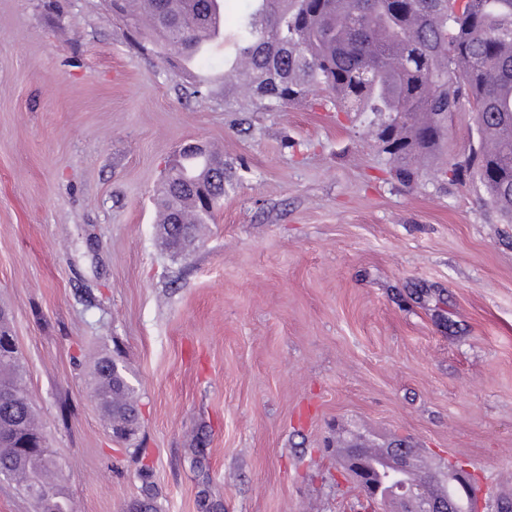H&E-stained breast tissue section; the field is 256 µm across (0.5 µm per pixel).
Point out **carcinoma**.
<instances>
[{"mask_svg":"<svg viewBox=\"0 0 512 512\" xmlns=\"http://www.w3.org/2000/svg\"><path fill=\"white\" fill-rule=\"evenodd\" d=\"M121 0L113 10L127 27L131 44L150 41L172 50L190 66L205 60L196 50L199 30L222 0H152L151 25ZM249 62L247 99L238 97L233 60ZM224 107L276 112L317 98L343 112L388 115L377 133L397 162L437 145L448 117L467 107L473 112L477 146L438 175L455 183L473 173L493 204L512 223V0H252L240 18L232 51L224 56ZM222 154L208 150V164L197 176L164 174L158 189L163 223L173 215H195L191 237L224 199ZM205 180L210 204H198L197 182ZM97 405L112 415V430L139 428V397L124 368L110 356L96 359L90 376ZM23 376L19 351L0 360V472L68 500L61 470L37 449L19 444L45 438ZM144 464L142 495L126 512H158L157 493Z\"/></svg>","mask_w":512,"mask_h":512,"instance_id":"cac0c4a2","label":"carcinoma"}]
</instances>
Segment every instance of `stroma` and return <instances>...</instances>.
Masks as SVG:
<instances>
[{
    "label": "stroma",
    "mask_w": 512,
    "mask_h": 512,
    "mask_svg": "<svg viewBox=\"0 0 512 512\" xmlns=\"http://www.w3.org/2000/svg\"><path fill=\"white\" fill-rule=\"evenodd\" d=\"M105 0H0V309L74 512H124L140 457L90 396L94 357L140 394L159 512H364L341 450L404 440L512 474V224L457 112L402 184L383 115L186 97ZM222 145L224 200L185 254L156 230L187 140ZM93 302H85L86 293Z\"/></svg>",
    "instance_id": "stroma-1"
}]
</instances>
